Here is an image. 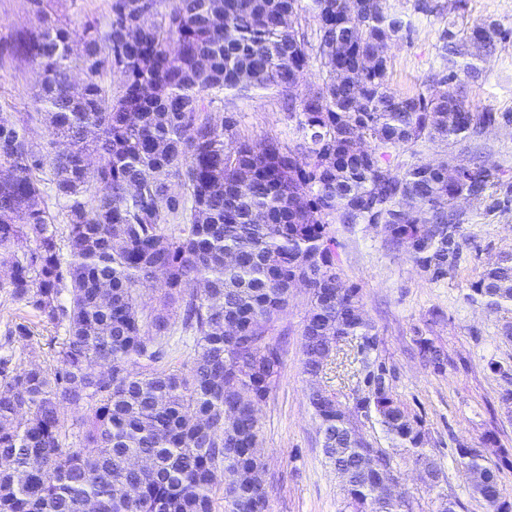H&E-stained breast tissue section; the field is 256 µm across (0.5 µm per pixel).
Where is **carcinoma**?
Returning a JSON list of instances; mask_svg holds the SVG:
<instances>
[{
	"label": "carcinoma",
	"mask_w": 512,
	"mask_h": 512,
	"mask_svg": "<svg viewBox=\"0 0 512 512\" xmlns=\"http://www.w3.org/2000/svg\"><path fill=\"white\" fill-rule=\"evenodd\" d=\"M163 3L112 0L107 29L76 32L32 0L37 27L0 46L39 74L47 126L37 145L33 114L0 113V250H12L0 288L64 327L49 361L0 357V512H216L218 494L224 512H269L259 405L282 372L270 332L298 279L310 295L306 374L323 371L330 337L366 342L356 351L365 393L343 411L321 389L308 394L325 457L358 512H409L375 482L393 459L360 439L355 418L376 414L415 464L437 476L441 464L373 356L378 332L359 288L339 277L329 225L377 224L421 271L448 275L462 230L456 202L512 185L487 156L416 160L400 176L391 159L501 115L474 108L452 68L416 94L392 92L381 52L408 32L386 0H169L162 12ZM505 39L493 21L450 23L442 57L453 65L466 47L489 54ZM314 63L320 82L297 92ZM108 66L123 75L117 96L101 80ZM252 90L281 95L295 146L253 142L234 113L207 112L205 93ZM471 291L492 312L512 310V257ZM178 329L194 336V352L175 368L165 359ZM415 343L443 366L433 342ZM67 406L87 409L76 433ZM454 462L488 512H512L497 464L466 442Z\"/></svg>",
	"instance_id": "1"
}]
</instances>
